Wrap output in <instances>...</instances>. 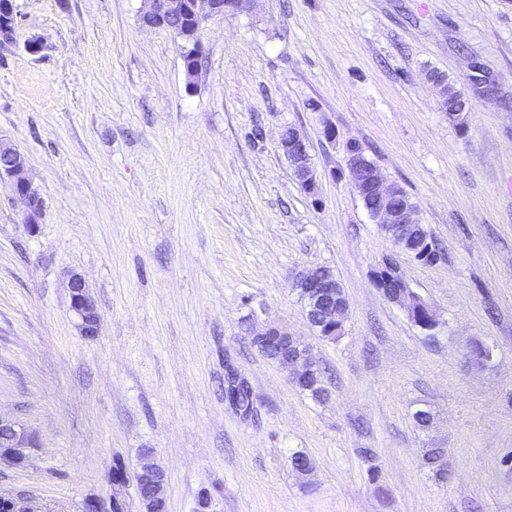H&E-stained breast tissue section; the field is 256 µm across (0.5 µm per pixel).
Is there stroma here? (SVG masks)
<instances>
[{
  "label": "stroma",
  "instance_id": "stroma-1",
  "mask_svg": "<svg viewBox=\"0 0 512 512\" xmlns=\"http://www.w3.org/2000/svg\"><path fill=\"white\" fill-rule=\"evenodd\" d=\"M15 5L0 140L25 154L43 209L29 228L0 181V416L33 436L23 464L0 465V496L144 512L147 452L167 512L205 493L210 512H512V0H255L208 22L191 88L177 41L140 26L143 0ZM433 69L468 98L464 126L440 110ZM287 127L315 194L282 154ZM352 143L440 248L399 258L434 328L374 284L391 245L348 179ZM307 266L344 289L337 339L291 286ZM74 274L101 315L93 338L70 308ZM267 323L311 347L328 400L252 345ZM230 369L251 412L224 393ZM431 446L445 476L424 463ZM280 147L294 175L303 189L311 194L316 191V176L313 168L309 146L293 128H290L287 137H282Z\"/></svg>",
  "mask_w": 512,
  "mask_h": 512
}]
</instances>
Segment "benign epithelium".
<instances>
[{"label":"benign epithelium","instance_id":"benign-epithelium-1","mask_svg":"<svg viewBox=\"0 0 512 512\" xmlns=\"http://www.w3.org/2000/svg\"><path fill=\"white\" fill-rule=\"evenodd\" d=\"M148 8L140 15L143 26L152 29L170 30L172 23L185 22L194 29H201L213 17L236 14L250 9L253 0H146ZM17 32V12L14 0H0V40L11 41ZM280 147L294 175L303 189L313 194L316 191V176L309 146L299 133L291 129L281 138ZM0 179L9 181L13 193L24 203L26 223L34 227L41 204L39 194L33 189L27 175V159L13 147L0 144ZM346 168L352 185H363L372 192L376 206L369 215L378 224L385 238L392 243L390 258L379 264L373 273L376 287L395 304L411 288L404 280L395 255L418 257L432 250L430 241L419 233L416 209L412 206L393 208L386 199L395 192L377 167L368 165L356 153L346 158ZM292 285L305 299V311L318 313V324L322 330L335 333L343 327L348 309L342 286L333 271L324 266L305 268L294 274ZM71 309L79 320L83 335L94 337L100 329L101 316L97 306L78 276L72 277ZM282 343L274 361L284 369L289 381L302 387L316 372L308 346L281 326H269L257 336L255 343L264 348L272 343ZM32 445L31 436L19 421L5 422L0 419V463L19 465L25 459V450Z\"/></svg>","mask_w":512,"mask_h":512}]
</instances>
